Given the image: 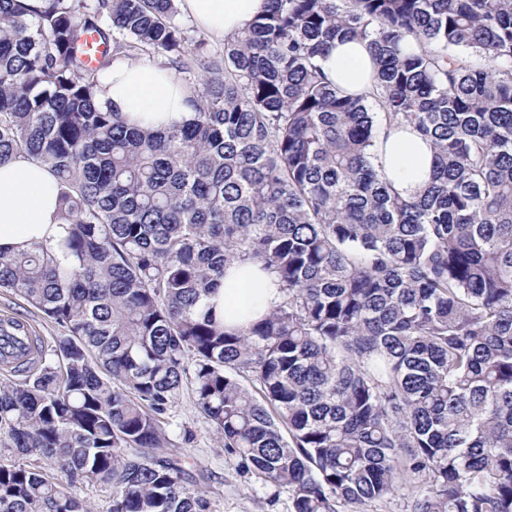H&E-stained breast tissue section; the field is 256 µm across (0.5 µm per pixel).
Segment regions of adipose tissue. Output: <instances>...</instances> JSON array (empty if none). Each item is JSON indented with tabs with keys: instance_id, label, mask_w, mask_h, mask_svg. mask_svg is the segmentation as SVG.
<instances>
[{
	"instance_id": "obj_1",
	"label": "adipose tissue",
	"mask_w": 512,
	"mask_h": 512,
	"mask_svg": "<svg viewBox=\"0 0 512 512\" xmlns=\"http://www.w3.org/2000/svg\"><path fill=\"white\" fill-rule=\"evenodd\" d=\"M178 6L206 34L225 39L247 29L268 9L269 0H178ZM320 65L329 81L349 92L364 94L374 85V65L365 43L334 42ZM101 82L103 103L131 123L165 129L191 120L196 112L190 92L157 59L118 64L103 74ZM375 155L404 196L422 190L433 165L429 141L409 128L379 137ZM63 234L51 170L22 155L0 164V250L53 245ZM281 298L273 277L247 262L226 270L208 304L225 327L234 328L261 318Z\"/></svg>"
}]
</instances>
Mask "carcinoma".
Masks as SVG:
<instances>
[{
	"label": "carcinoma",
	"instance_id": "cac0c4a2",
	"mask_svg": "<svg viewBox=\"0 0 512 512\" xmlns=\"http://www.w3.org/2000/svg\"><path fill=\"white\" fill-rule=\"evenodd\" d=\"M177 0H0V163L56 174L65 235L0 251V288L63 333H0V512H210L166 426L194 402L292 512H512V0H270L200 62L194 118L102 104L141 55L186 68ZM105 46L87 59L88 39ZM369 41L367 94L330 82ZM410 126L430 181L399 194L373 147ZM238 262L282 299L228 331L207 298ZM327 79L355 94L371 91L374 85V65L366 43L356 40L335 41L320 59ZM72 494L85 503L90 512H112V491L105 486L76 483Z\"/></svg>",
	"mask_w": 512,
	"mask_h": 512
}]
</instances>
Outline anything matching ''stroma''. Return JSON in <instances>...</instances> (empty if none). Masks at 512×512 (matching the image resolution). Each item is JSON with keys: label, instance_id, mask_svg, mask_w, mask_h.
Masks as SVG:
<instances>
[{"label": "stroma", "instance_id": "35a3bbf8", "mask_svg": "<svg viewBox=\"0 0 512 512\" xmlns=\"http://www.w3.org/2000/svg\"><path fill=\"white\" fill-rule=\"evenodd\" d=\"M9 316L26 321L47 348L62 332L20 296L0 288V318ZM167 434L192 476L190 489L203 491L213 512H291L288 489L262 485L239 471L237 459L225 453L210 423L196 408L190 387H183L176 399Z\"/></svg>", "mask_w": 512, "mask_h": 512}]
</instances>
